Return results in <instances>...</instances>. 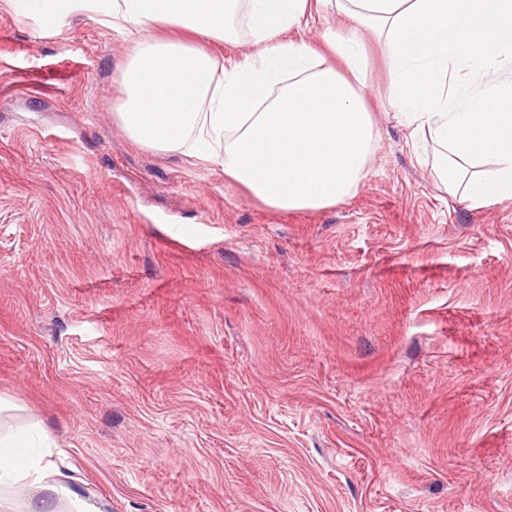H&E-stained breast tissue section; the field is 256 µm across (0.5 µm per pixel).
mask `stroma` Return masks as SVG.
<instances>
[{"instance_id": "1", "label": "stroma", "mask_w": 512, "mask_h": 512, "mask_svg": "<svg viewBox=\"0 0 512 512\" xmlns=\"http://www.w3.org/2000/svg\"><path fill=\"white\" fill-rule=\"evenodd\" d=\"M366 47V175L284 212L126 134L128 39L0 0V395L95 512H512V200Z\"/></svg>"}]
</instances>
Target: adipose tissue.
I'll return each mask as SVG.
<instances>
[{"label":"adipose tissue","instance_id":"1","mask_svg":"<svg viewBox=\"0 0 512 512\" xmlns=\"http://www.w3.org/2000/svg\"><path fill=\"white\" fill-rule=\"evenodd\" d=\"M344 17L321 44L289 38L311 5ZM33 11H84L129 38L112 110L146 149L221 167L267 206L320 209L364 178L375 140L364 99L365 38L393 59L391 95L436 148L432 168L449 195L474 207L512 199V0H31ZM244 16L254 45L230 65L182 40L178 26L225 41ZM464 71L454 80L456 71ZM41 423L0 428V497L28 494L21 512H90L54 479Z\"/></svg>","mask_w":512,"mask_h":512}]
</instances>
